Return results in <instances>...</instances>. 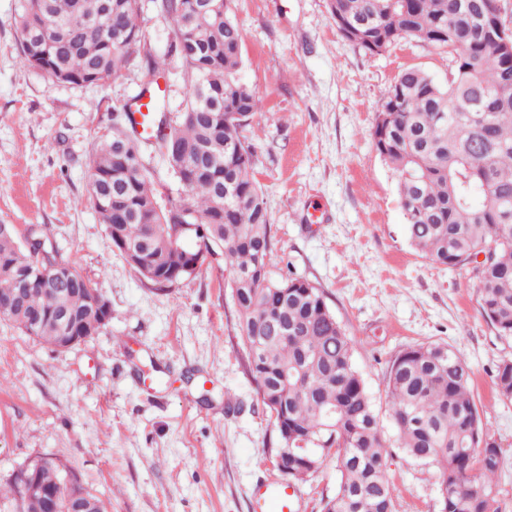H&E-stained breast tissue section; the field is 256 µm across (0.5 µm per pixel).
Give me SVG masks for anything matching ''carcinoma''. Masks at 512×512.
Listing matches in <instances>:
<instances>
[{
	"instance_id": "obj_1",
	"label": "carcinoma",
	"mask_w": 512,
	"mask_h": 512,
	"mask_svg": "<svg viewBox=\"0 0 512 512\" xmlns=\"http://www.w3.org/2000/svg\"><path fill=\"white\" fill-rule=\"evenodd\" d=\"M498 0H330L342 37L370 56L400 39L448 53L441 84L420 69L402 71L376 113L373 141L397 176L411 245L433 261L468 269L479 313L496 335L512 338V52ZM197 0H161L174 40L164 54L143 41L138 0H20L18 31L24 66L49 81L99 85L140 57L141 74L182 61L189 87L184 107L164 113L171 134L152 140L128 125L91 152L89 200L110 239L139 254L147 281L171 286L197 276L214 254L233 272L249 371L288 450L291 480L299 485L325 456L336 458L340 480L324 501L331 512H393L395 487L378 416L355 369L354 343L330 311L323 291L293 273L272 276L270 215L242 128L263 101L240 83L241 31L231 0L216 12L195 13ZM165 157L186 195L159 203L144 151ZM485 255L479 267L470 259ZM62 265L67 292L35 282ZM90 280L49 247L30 251L0 224V320L58 347L52 315L66 305L74 323L93 327ZM388 405L398 445L431 465L443 512H499L496 491L502 453L481 422L465 362L440 344L410 346L389 361ZM493 383L512 400V359H502ZM307 463L294 464L293 456ZM45 485L63 491L56 465L40 469Z\"/></svg>"
}]
</instances>
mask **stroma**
Instances as JSON below:
<instances>
[{"label":"stroma","instance_id":"1","mask_svg":"<svg viewBox=\"0 0 512 512\" xmlns=\"http://www.w3.org/2000/svg\"><path fill=\"white\" fill-rule=\"evenodd\" d=\"M19 0H0V224L40 227L111 303L107 326L58 350L0 320V482L52 454L107 512H257L253 489L281 483L278 430L248 372L232 272L158 290L113 248L87 196V161L114 113L139 91L133 72L73 88L20 61ZM242 32L239 78L264 102L243 134L271 217L272 270L304 277L355 342L361 374L390 448L394 512H440L435 472L396 447L387 362L439 343L472 371L484 424L503 450L497 499L512 512V401L493 385L512 340L478 313L472 280L410 243L393 170L373 146L375 116L397 76L438 81L448 56L403 40L369 56L344 40L329 0H232ZM325 219L307 224L310 203ZM122 337L116 345L114 337ZM334 457L300 484L298 512L334 496Z\"/></svg>","mask_w":512,"mask_h":512}]
</instances>
